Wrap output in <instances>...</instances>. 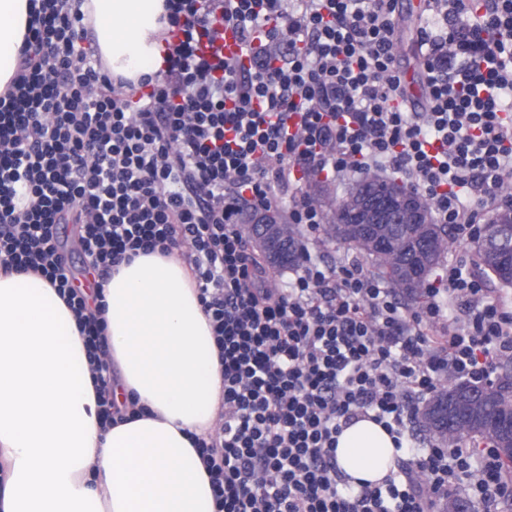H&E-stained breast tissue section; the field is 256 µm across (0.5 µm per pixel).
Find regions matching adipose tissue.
<instances>
[{
  "mask_svg": "<svg viewBox=\"0 0 512 512\" xmlns=\"http://www.w3.org/2000/svg\"><path fill=\"white\" fill-rule=\"evenodd\" d=\"M113 73L135 79L161 63L164 0H86ZM29 0H0V91L16 69ZM112 399L97 392L74 312L35 272L0 274V512H216L194 438L216 428L224 378L196 283L177 255L139 254L104 285ZM397 450L376 421L337 437L352 483L382 481Z\"/></svg>",
  "mask_w": 512,
  "mask_h": 512,
  "instance_id": "obj_1",
  "label": "adipose tissue"
}]
</instances>
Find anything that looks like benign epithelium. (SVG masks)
I'll use <instances>...</instances> for the list:
<instances>
[{
	"mask_svg": "<svg viewBox=\"0 0 512 512\" xmlns=\"http://www.w3.org/2000/svg\"><path fill=\"white\" fill-rule=\"evenodd\" d=\"M243 229L253 239L256 249L269 261H280L286 256L293 228L269 219L266 211H248L240 220ZM385 224H403L424 247L422 259L417 262H401L400 250L395 241L388 238ZM430 211L423 198L408 189L401 195L387 186L376 187L374 181L358 189L347 203L336 211L334 229L344 236H354L365 246L376 250L400 266V284L408 293H416L423 286L431 263L443 253L442 244L431 232ZM482 255L491 269L501 277L512 280V211H504V217L494 222L493 232L486 237ZM497 392L485 387L479 394L454 396L448 407L462 403V417L448 420L446 441H452L471 428H495L499 437L500 453L512 457V408L508 423L500 424V415L493 410Z\"/></svg>",
	"mask_w": 512,
	"mask_h": 512,
	"instance_id": "1",
	"label": "benign epithelium"
}]
</instances>
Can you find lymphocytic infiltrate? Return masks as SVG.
I'll return each instance as SVG.
<instances>
[{"label": "lymphocytic infiltrate", "instance_id": "obj_1", "mask_svg": "<svg viewBox=\"0 0 512 512\" xmlns=\"http://www.w3.org/2000/svg\"><path fill=\"white\" fill-rule=\"evenodd\" d=\"M84 0H30L0 93V272L34 271L75 312L113 419L103 295L69 273L63 224L103 284L139 253L179 252L196 280L224 376V421L195 445L217 512H475L512 498L494 449H408L384 484L351 487L337 437L371 417L402 445L447 376L490 381L512 357V310L448 265L420 309L354 259L310 246L309 191L373 172L405 176L434 223L474 236L512 178V0H435L421 28L427 103L410 111L396 66L395 0H165L163 64L139 81L105 66ZM236 34L246 63L224 57ZM284 204L300 232L287 287H269L238 224Z\"/></svg>", "mask_w": 512, "mask_h": 512}]
</instances>
